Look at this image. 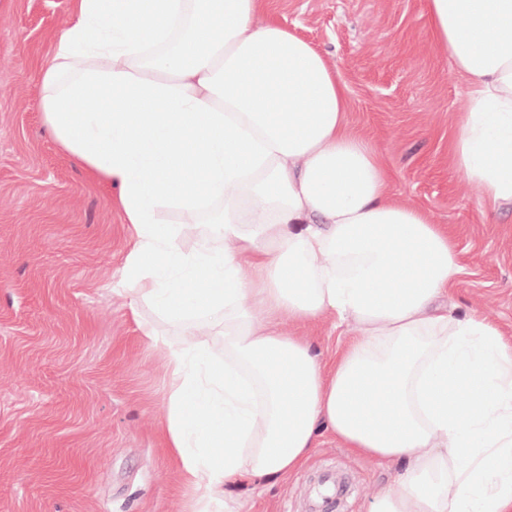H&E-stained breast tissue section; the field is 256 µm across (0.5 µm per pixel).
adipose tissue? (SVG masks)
Masks as SVG:
<instances>
[{
	"mask_svg": "<svg viewBox=\"0 0 512 512\" xmlns=\"http://www.w3.org/2000/svg\"><path fill=\"white\" fill-rule=\"evenodd\" d=\"M424 14L468 82L452 170L512 203V0ZM33 64L54 137L134 228L121 280L156 316L140 330L165 351L185 512H241V487L324 434L402 464L371 512H512V345L452 312L447 227L394 198L347 83L268 0H72ZM217 205L219 248L198 227ZM328 315L343 345L325 361L292 327Z\"/></svg>",
	"mask_w": 512,
	"mask_h": 512,
	"instance_id": "ef3b65f1",
	"label": "adipose tissue"
}]
</instances>
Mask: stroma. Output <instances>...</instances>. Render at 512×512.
I'll list each match as a JSON object with an SVG mask.
<instances>
[{"label":"stroma","mask_w":512,"mask_h":512,"mask_svg":"<svg viewBox=\"0 0 512 512\" xmlns=\"http://www.w3.org/2000/svg\"><path fill=\"white\" fill-rule=\"evenodd\" d=\"M350 88L349 120L402 201L446 225L459 316L512 344V204L461 183L448 131L465 86L426 34L424 0H272ZM71 0H0V512H182L166 446L165 352L142 336L119 284L134 229L45 126L47 55ZM344 483L338 512H370L397 466L320 438L305 466L244 493L242 512H312L318 478Z\"/></svg>","instance_id":"stroma-1"}]
</instances>
